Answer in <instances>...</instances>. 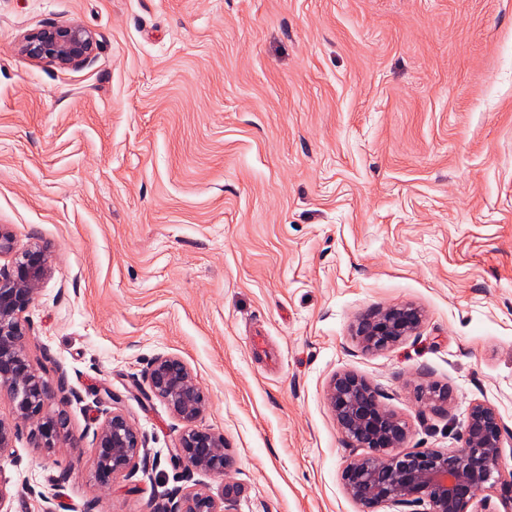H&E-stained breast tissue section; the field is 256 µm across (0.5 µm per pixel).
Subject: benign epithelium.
Masks as SVG:
<instances>
[{"instance_id": "1", "label": "benign epithelium", "mask_w": 512, "mask_h": 512, "mask_svg": "<svg viewBox=\"0 0 512 512\" xmlns=\"http://www.w3.org/2000/svg\"><path fill=\"white\" fill-rule=\"evenodd\" d=\"M96 49L94 33L78 23L47 26L20 41L21 52L30 59L63 68L89 63ZM3 257L8 263L0 264V390L12 396L16 419L30 424L33 445L55 448L68 435L69 399L61 397L55 413L45 412L54 392H64L65 386L60 382L54 390L34 371L24 317L47 275L48 251L36 242L16 250L12 233L0 226ZM421 323L418 308L390 306L361 317L355 336L364 350L381 351L416 334ZM134 388L164 401L185 424L177 444L169 449L174 465L224 477L222 501L202 489L188 488L170 496L161 512H231L229 505L239 494L229 480L232 460L223 435L196 426L206 397L189 366L177 356L159 355L144 384ZM415 395L427 406L448 402V388L437 384L420 385ZM327 400L347 446L365 450L342 473L347 495L363 512L380 504L412 512H512V475L505 476L499 466L504 426L492 404L471 403L457 432L459 448L404 449L407 424L385 407L379 391L362 377L352 372L335 375ZM102 415L94 430L96 476L101 486L110 488L118 476L136 474L146 440L123 412L106 408ZM16 435V427L0 420V458ZM500 505L504 510H498Z\"/></svg>"}]
</instances>
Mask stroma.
Masks as SVG:
<instances>
[{"label":"stroma","mask_w":512,"mask_h":512,"mask_svg":"<svg viewBox=\"0 0 512 512\" xmlns=\"http://www.w3.org/2000/svg\"><path fill=\"white\" fill-rule=\"evenodd\" d=\"M67 23L88 65L21 53ZM0 225L49 251L29 356L70 399L59 447L23 426L0 460L6 512H156L228 480L233 512H361L336 374L408 447H457L475 400L512 438V0H0ZM406 303L418 333L363 351L357 318ZM160 355L202 386L229 477L171 463L183 423L131 390ZM430 383L443 411L414 397ZM107 390L146 465L104 489Z\"/></svg>","instance_id":"stroma-1"}]
</instances>
